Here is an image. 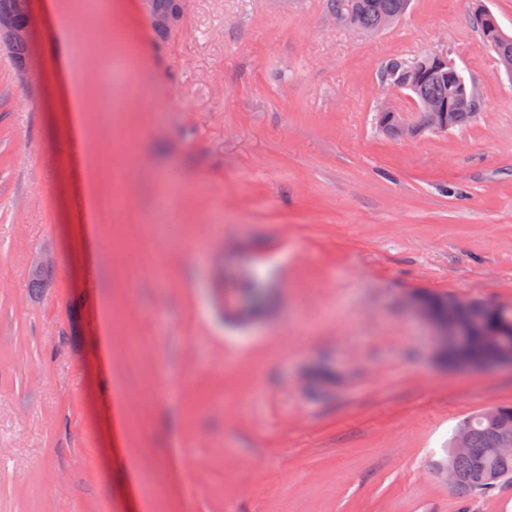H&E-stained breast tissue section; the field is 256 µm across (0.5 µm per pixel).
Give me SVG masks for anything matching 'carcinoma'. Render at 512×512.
Masks as SVG:
<instances>
[{
    "label": "carcinoma",
    "mask_w": 512,
    "mask_h": 512,
    "mask_svg": "<svg viewBox=\"0 0 512 512\" xmlns=\"http://www.w3.org/2000/svg\"><path fill=\"white\" fill-rule=\"evenodd\" d=\"M411 0H326V11L341 15V24L352 27L364 34L383 32L397 23L408 12ZM0 15L12 16L16 27H27V14L18 0H0ZM485 45L493 51L506 73L512 74V36L502 32L495 34L474 19ZM28 55L27 38L15 39L10 46V57L22 67ZM406 78L416 87V95L438 102L441 120L447 130L467 126L481 111L480 97L476 95L473 78L464 74L448 75V66L436 55L425 52L412 60L393 57L383 62L377 70V80ZM379 129L390 136L401 135V126L388 114L375 115ZM473 312L480 317L476 339L481 340L487 333L512 338V309L482 310L477 303ZM459 428L469 432V451L462 455L448 453L459 475L460 484L455 494L466 503L475 498H483L494 492L512 486V455H501V439L505 434L512 435V406L497 408L494 420L483 414L462 421Z\"/></svg>",
    "instance_id": "cac0c4a2"
}]
</instances>
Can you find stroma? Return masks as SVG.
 Listing matches in <instances>:
<instances>
[{
    "label": "stroma",
    "mask_w": 512,
    "mask_h": 512,
    "mask_svg": "<svg viewBox=\"0 0 512 512\" xmlns=\"http://www.w3.org/2000/svg\"><path fill=\"white\" fill-rule=\"evenodd\" d=\"M59 2L28 0L27 68L0 51V512H512L437 475L512 368L450 367L407 306L512 308V75L471 21L512 34V0H412L376 36L324 0H185L166 40L118 0L148 67L102 78L72 12L90 107L123 102L79 150L45 109ZM431 50L481 112L383 135L378 66ZM85 153L120 167L90 222Z\"/></svg>",
    "instance_id": "stroma-1"
}]
</instances>
